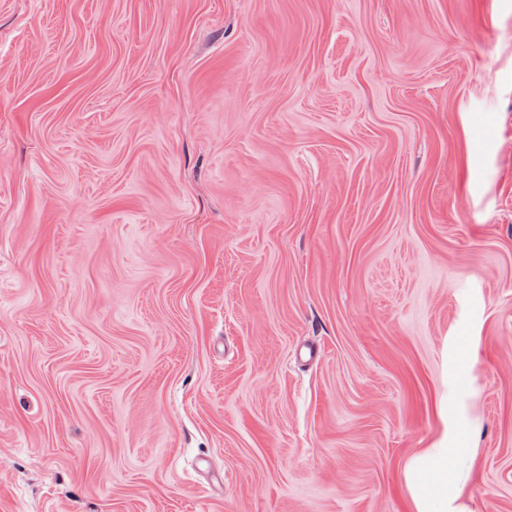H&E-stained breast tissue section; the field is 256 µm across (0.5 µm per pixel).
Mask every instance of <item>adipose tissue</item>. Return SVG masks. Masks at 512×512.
I'll return each mask as SVG.
<instances>
[{
  "label": "adipose tissue",
  "mask_w": 512,
  "mask_h": 512,
  "mask_svg": "<svg viewBox=\"0 0 512 512\" xmlns=\"http://www.w3.org/2000/svg\"><path fill=\"white\" fill-rule=\"evenodd\" d=\"M454 448H431L409 466L406 478L414 491L416 512H448V503L457 494L450 460Z\"/></svg>",
  "instance_id": "obj_1"
}]
</instances>
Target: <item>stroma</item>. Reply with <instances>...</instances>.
Segmentation results:
<instances>
[{"mask_svg":"<svg viewBox=\"0 0 512 512\" xmlns=\"http://www.w3.org/2000/svg\"><path fill=\"white\" fill-rule=\"evenodd\" d=\"M463 431L512 512V0H0V512H416ZM469 448H430L409 466L406 478L414 490L416 512H448V501L457 494L448 462Z\"/></svg>","mask_w":512,"mask_h":512,"instance_id":"1","label":"stroma"}]
</instances>
